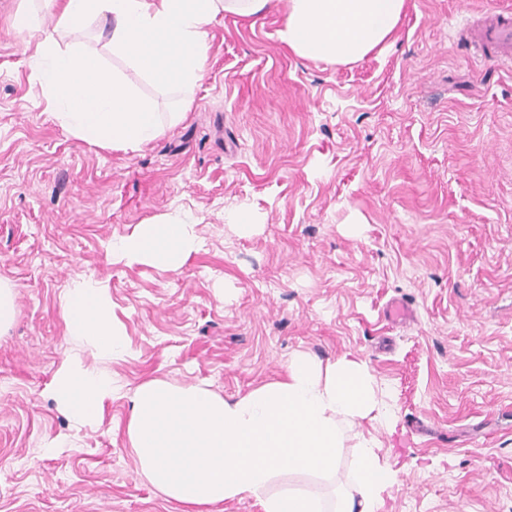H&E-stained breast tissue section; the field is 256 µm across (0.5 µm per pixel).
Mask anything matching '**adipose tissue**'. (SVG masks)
<instances>
[{"label":"adipose tissue","instance_id":"ef3b65f1","mask_svg":"<svg viewBox=\"0 0 512 512\" xmlns=\"http://www.w3.org/2000/svg\"><path fill=\"white\" fill-rule=\"evenodd\" d=\"M271 0H63L57 32H79L102 20L112 53L159 84H194L208 58V28L220 13L255 15ZM281 41L314 61L346 64L364 58L394 35L405 0H285ZM39 83L58 117L78 140L108 151H137L188 110L157 112L117 69L78 45L60 49L46 35L37 56ZM193 222L179 217L141 224L112 240L113 261L180 271L199 252ZM67 341L93 358L67 359L48 385L73 422L96 421L117 391L105 362L126 349L106 288L82 282L62 302ZM395 412L376 377L356 353L333 361L294 355L282 379L226 400L201 385L177 387L154 378L130 397L126 434L147 482L165 496L209 512L255 498L263 512H380L396 472L364 424L390 428ZM355 435L358 465L337 500L300 488L273 490L278 471L335 474L339 450Z\"/></svg>","mask_w":512,"mask_h":512}]
</instances>
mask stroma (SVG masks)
Masks as SVG:
<instances>
[{
  "label": "stroma",
  "mask_w": 512,
  "mask_h": 512,
  "mask_svg": "<svg viewBox=\"0 0 512 512\" xmlns=\"http://www.w3.org/2000/svg\"><path fill=\"white\" fill-rule=\"evenodd\" d=\"M504 0H406L393 37L336 64L279 38L285 7L219 16L184 119L136 152L100 150L57 118L33 63L60 0H0V512H183L140 472L129 394L158 377L231 400L298 352L352 351L392 393L376 430L398 471L382 512H512V62L458 35ZM167 112L176 98L95 37L65 33ZM190 216L201 250L176 273L112 262L109 241ZM247 218L250 227L238 222ZM107 286L126 353L94 426L47 386L67 359L61 297ZM403 301L411 320H387ZM63 436L67 447L42 441ZM336 475L281 470L274 489L329 494ZM17 316L16 290L9 280L0 279V334L7 331Z\"/></svg>",
  "instance_id": "obj_1"
}]
</instances>
